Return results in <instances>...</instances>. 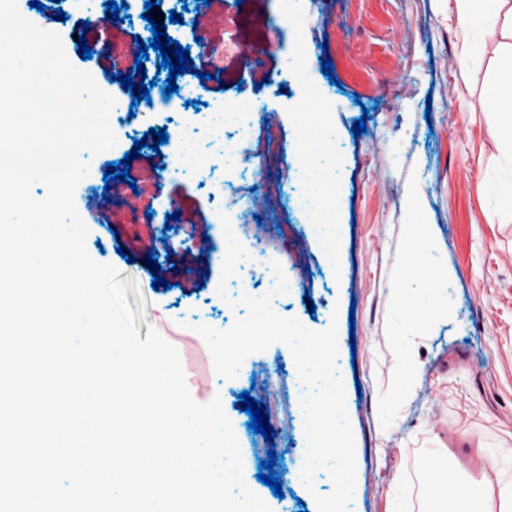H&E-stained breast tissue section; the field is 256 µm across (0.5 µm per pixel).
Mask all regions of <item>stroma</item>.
<instances>
[{
    "label": "stroma",
    "mask_w": 512,
    "mask_h": 512,
    "mask_svg": "<svg viewBox=\"0 0 512 512\" xmlns=\"http://www.w3.org/2000/svg\"><path fill=\"white\" fill-rule=\"evenodd\" d=\"M128 17L113 30L115 53L127 58L134 39L151 43L142 0H125ZM311 11L301 44L278 13L277 0H224L205 9L202 0H164L162 13L182 11L183 21L166 32L190 58H197V36L224 41L242 51L225 57L219 77L198 82L177 78V93L164 95L159 52L144 66L151 82L148 100L133 103L111 85L99 61L81 60L75 42L66 46L70 63L91 73L97 85L119 101L115 121L120 144L94 156L90 174L74 193L77 209L98 202L109 223L88 226L86 249L101 264L113 265L121 279L136 282L131 307H144L140 333L156 329L178 351L200 341L187 327L200 319L223 326L231 309L215 289L224 262V232L214 221L217 205L247 207L238 235L259 252L279 254L295 288L278 309L313 331L338 325V362L355 443L357 481L349 512H391L394 486L407 477L412 512H426L428 489L419 459L430 465L449 462L469 472L486 497L497 494L493 457L486 439L512 446V191L490 192L489 173L512 157L492 131L487 111V79L497 39H489L483 60L464 65L466 35L455 0H310ZM297 47L313 88L332 105L331 133L342 156L339 171V250L328 262L310 238L288 177L295 141L293 115L311 103L284 56ZM331 61L324 75L323 61ZM266 106L249 137L239 143L237 174L219 170L185 173L174 168L179 118L195 114L196 102L216 106L227 98ZM366 131L353 135L355 119ZM166 129L167 143L152 160L133 159L146 194L134 197L120 187L122 203L104 201L103 176L109 163L131 153L149 129ZM415 208H407L408 194ZM153 204V217L131 221L126 200ZM186 212L201 209L196 224H167L173 201ZM422 236H413L412 225ZM169 239L171 251L159 249ZM418 239L426 263L444 272L428 288L432 314L417 346L420 369L412 390L398 405V422L382 424L379 397L397 391L404 365L395 350L394 317L415 298L399 272L411 239ZM132 247L126 263L118 247ZM154 255L159 274L144 266ZM169 289H153L154 277ZM200 293H192L193 284ZM288 350L272 344L249 355L237 376L221 382L200 377L201 403L222 392V405L240 445L243 469L252 490L271 512H318L316 496L329 495V475L313 489L297 481L302 425L290 403ZM249 392L265 406L274 430L271 438L249 429L240 393ZM275 449L274 472L282 497L257 478L258 466Z\"/></svg>",
    "instance_id": "stroma-1"
}]
</instances>
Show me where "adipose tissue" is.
Listing matches in <instances>:
<instances>
[{"label":"adipose tissue","instance_id":"ef3b65f1","mask_svg":"<svg viewBox=\"0 0 512 512\" xmlns=\"http://www.w3.org/2000/svg\"><path fill=\"white\" fill-rule=\"evenodd\" d=\"M456 8L467 36L466 63L480 59L488 37L497 35L502 39L487 109L496 116L495 135L512 145V0H456ZM425 475L431 512H489L484 495L460 492L459 487L465 480L462 473L429 469Z\"/></svg>","mask_w":512,"mask_h":512}]
</instances>
